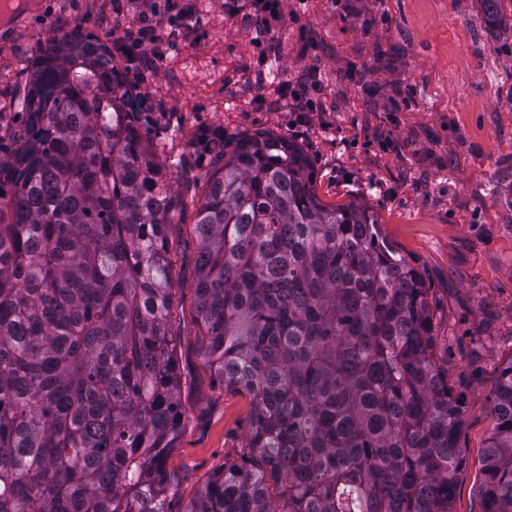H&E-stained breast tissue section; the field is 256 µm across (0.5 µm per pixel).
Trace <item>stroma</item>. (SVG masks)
<instances>
[{
    "mask_svg": "<svg viewBox=\"0 0 512 512\" xmlns=\"http://www.w3.org/2000/svg\"><path fill=\"white\" fill-rule=\"evenodd\" d=\"M163 0H43L0 42V91L13 90L54 34L80 29L114 46L115 21L135 24ZM225 0H178L190 29L170 33L153 62L116 57L146 99L142 122L185 205L168 236L184 421L167 459L172 512L246 445L249 400L221 392L194 321V224L212 157L201 140L235 144L268 131L298 143L324 203L358 200L428 290L436 359L467 398L469 459L455 512H476L494 423L487 396L512 361V22L489 26L476 0H286L272 21V73H257L256 26ZM317 69L322 111L300 120L278 82Z\"/></svg>",
    "mask_w": 512,
    "mask_h": 512,
    "instance_id": "stroma-1",
    "label": "stroma"
}]
</instances>
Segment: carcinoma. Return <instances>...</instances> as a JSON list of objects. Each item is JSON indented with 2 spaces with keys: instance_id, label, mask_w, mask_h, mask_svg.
I'll use <instances>...</instances> for the list:
<instances>
[{
  "instance_id": "cac0c4a2",
  "label": "carcinoma",
  "mask_w": 512,
  "mask_h": 512,
  "mask_svg": "<svg viewBox=\"0 0 512 512\" xmlns=\"http://www.w3.org/2000/svg\"><path fill=\"white\" fill-rule=\"evenodd\" d=\"M506 1L477 0L489 25ZM18 111L0 149V512H172L183 197L127 76L81 31L46 41ZM213 151L195 322L250 428L183 512H455L467 403L421 275L368 206L322 203L288 138ZM490 404L479 512H512V361Z\"/></svg>"
}]
</instances>
